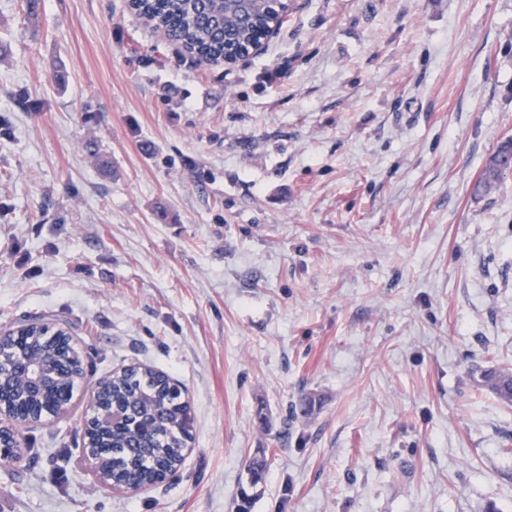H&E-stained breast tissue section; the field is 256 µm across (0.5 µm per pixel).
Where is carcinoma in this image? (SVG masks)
<instances>
[{
	"instance_id": "cac0c4a2",
	"label": "carcinoma",
	"mask_w": 512,
	"mask_h": 512,
	"mask_svg": "<svg viewBox=\"0 0 512 512\" xmlns=\"http://www.w3.org/2000/svg\"><path fill=\"white\" fill-rule=\"evenodd\" d=\"M130 8L164 30L198 61L219 62L244 57L267 34L275 13L288 10L276 0H130ZM512 152L503 142L487 160L476 192L490 191L502 175L501 157ZM485 383L505 404H512V368L504 365L481 371ZM168 377L153 371H133L112 377L106 397L132 410L146 436L133 438L125 429L95 438L112 449V472L128 484L154 482L181 461L188 437V405L172 394Z\"/></svg>"
}]
</instances>
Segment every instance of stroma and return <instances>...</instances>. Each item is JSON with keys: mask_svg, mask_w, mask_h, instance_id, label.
Masks as SVG:
<instances>
[{"mask_svg": "<svg viewBox=\"0 0 512 512\" xmlns=\"http://www.w3.org/2000/svg\"><path fill=\"white\" fill-rule=\"evenodd\" d=\"M0 41V328L51 318L87 384L148 366L191 417L130 494L74 400L0 463V512H512L480 378L512 365V172L475 192L512 138V0H294L232 65L128 0H0ZM512 149L509 141L502 142L496 152L487 160L482 175L483 177L476 185V193H486L490 191L503 174L500 169L504 166L501 157L510 154Z\"/></svg>", "mask_w": 512, "mask_h": 512, "instance_id": "stroma-1", "label": "stroma"}]
</instances>
